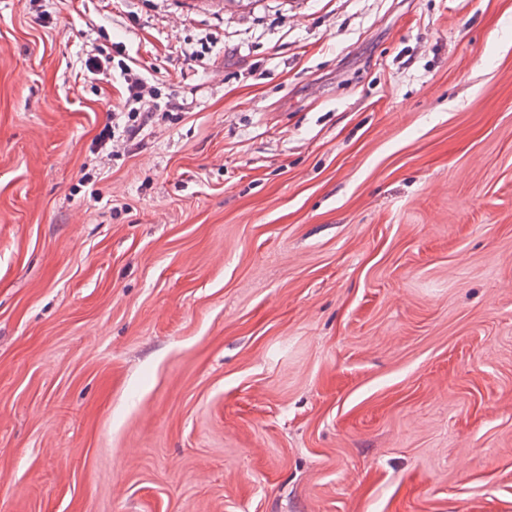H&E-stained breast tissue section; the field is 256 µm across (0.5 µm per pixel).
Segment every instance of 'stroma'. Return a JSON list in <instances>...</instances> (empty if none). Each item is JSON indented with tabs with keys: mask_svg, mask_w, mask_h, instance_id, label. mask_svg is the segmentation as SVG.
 Instances as JSON below:
<instances>
[{
	"mask_svg": "<svg viewBox=\"0 0 512 512\" xmlns=\"http://www.w3.org/2000/svg\"><path fill=\"white\" fill-rule=\"evenodd\" d=\"M44 9L0 0V512H512V0ZM95 45L187 102L105 162Z\"/></svg>",
	"mask_w": 512,
	"mask_h": 512,
	"instance_id": "obj_1",
	"label": "stroma"
}]
</instances>
